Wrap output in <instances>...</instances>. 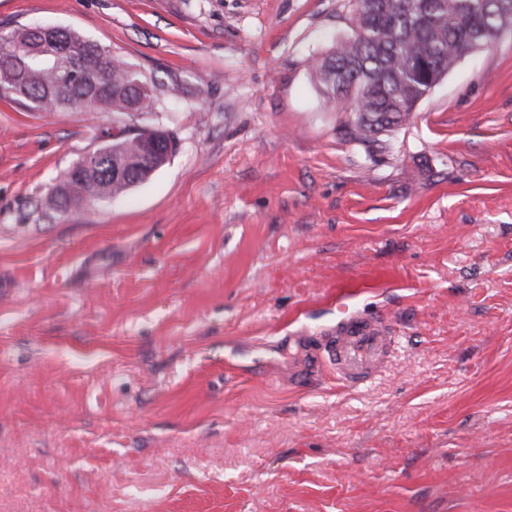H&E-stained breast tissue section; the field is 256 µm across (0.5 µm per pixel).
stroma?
I'll return each instance as SVG.
<instances>
[{"label":"stroma","mask_w":512,"mask_h":512,"mask_svg":"<svg viewBox=\"0 0 512 512\" xmlns=\"http://www.w3.org/2000/svg\"><path fill=\"white\" fill-rule=\"evenodd\" d=\"M349 0H0L160 83L179 145L44 214L108 112L0 100V512H512V33L366 146L312 67ZM399 345L308 371L336 282Z\"/></svg>","instance_id":"1"}]
</instances>
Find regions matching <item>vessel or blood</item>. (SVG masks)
<instances>
[{
	"instance_id": "1",
	"label": "vessel or blood",
	"mask_w": 512,
	"mask_h": 512,
	"mask_svg": "<svg viewBox=\"0 0 512 512\" xmlns=\"http://www.w3.org/2000/svg\"><path fill=\"white\" fill-rule=\"evenodd\" d=\"M398 341L390 320L346 312L308 350L315 367L327 369L337 382L353 390L386 367Z\"/></svg>"
}]
</instances>
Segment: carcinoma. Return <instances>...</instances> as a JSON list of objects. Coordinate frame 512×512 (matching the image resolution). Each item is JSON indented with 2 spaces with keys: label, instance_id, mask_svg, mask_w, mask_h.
<instances>
[{
  "label": "carcinoma",
  "instance_id": "carcinoma-1",
  "mask_svg": "<svg viewBox=\"0 0 512 512\" xmlns=\"http://www.w3.org/2000/svg\"><path fill=\"white\" fill-rule=\"evenodd\" d=\"M512 0H352L351 33L314 67L325 107L338 103L351 113L353 137L376 140L405 123L417 104L461 60L493 44L504 20L499 3ZM103 60L108 83L101 88L76 75L79 61ZM37 112H69L75 99L112 113L162 108L160 84L132 64L65 28L42 36L25 24L0 35V97ZM161 139L152 160L142 155L146 139ZM173 133L138 129L104 144L89 163L72 169L80 189L101 200L147 181L177 151Z\"/></svg>",
  "mask_w": 512,
  "mask_h": 512
}]
</instances>
